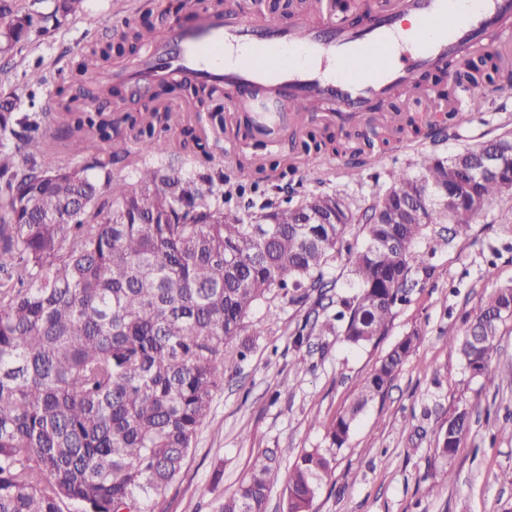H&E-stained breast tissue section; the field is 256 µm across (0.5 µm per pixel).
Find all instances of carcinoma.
<instances>
[{
  "instance_id": "1",
  "label": "carcinoma",
  "mask_w": 512,
  "mask_h": 512,
  "mask_svg": "<svg viewBox=\"0 0 512 512\" xmlns=\"http://www.w3.org/2000/svg\"><path fill=\"white\" fill-rule=\"evenodd\" d=\"M0 0V55L12 54L33 33L83 13V0ZM147 17L115 41L93 45L74 82L88 102L72 107L58 88L59 118L69 149L82 154L79 133L110 142L126 124L138 153L163 155L203 149L193 131L174 142L169 113L111 118L95 105L101 89L97 62L148 37ZM483 85L512 89V69L499 49L461 59L448 89ZM432 121L416 114L379 133L356 130L310 136L301 156L338 154L355 137L387 144L394 136L423 134ZM496 139L442 156L422 155L419 172L389 174L363 224L365 243L352 246L348 229L358 211L337 193L317 192L294 207L263 205L239 214L214 206L189 182L163 167H143L130 187L118 180L114 152L82 167H60L37 139L0 153V512H164L161 501L181 477L208 423L214 395L230 364L246 358L250 315L277 297L310 304L314 316L295 332L301 349L313 334H332L352 347L388 331L395 308L427 272L419 247L428 228L444 225L448 243L466 240L472 224L497 200L512 195V161L503 174L469 181L485 148ZM279 177L277 168L240 162L237 184ZM112 185L104 198L101 184ZM460 183L463 193L434 207L431 185ZM347 254L353 291L320 314L334 254ZM512 319V285L496 288L462 333L448 337L473 376L492 385L491 364L501 325ZM421 339L416 329L383 357L357 397L328 428L332 447L306 451L293 462L283 512H312L336 451L352 423L381 395ZM459 408L441 428L436 453L451 459L470 428ZM278 478L277 451L260 456L219 512H266Z\"/></svg>"
}]
</instances>
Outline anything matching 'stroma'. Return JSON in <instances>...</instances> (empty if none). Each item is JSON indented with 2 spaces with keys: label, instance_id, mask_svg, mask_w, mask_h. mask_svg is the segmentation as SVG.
Instances as JSON below:
<instances>
[{
  "label": "stroma",
  "instance_id": "35a3bbf8",
  "mask_svg": "<svg viewBox=\"0 0 512 512\" xmlns=\"http://www.w3.org/2000/svg\"><path fill=\"white\" fill-rule=\"evenodd\" d=\"M159 2L84 0L87 17H95L96 25H88L87 17L71 20L31 36L14 54L0 56V89L13 93L15 118L32 120L31 136L47 129L49 100L88 49L107 40L122 20L135 24L147 14L159 21ZM36 68L45 76L39 85L26 79ZM479 97L481 107L446 136L391 140L379 161L364 165L351 149L299 163L298 145L306 134L285 129L275 151L252 143L244 158L264 168L293 166L296 174L230 195L226 188L234 178L235 160L224 153L223 132L229 124L247 129L249 118L229 110L223 92L203 106L177 87L160 96L170 123L193 128L205 149H177L160 161L210 202L231 211L267 202L295 204L319 191L340 193L362 210L386 187L390 172L416 174L422 153H455L493 139L503 124L512 123V100L500 101L489 90ZM511 206L492 204L473 224L469 239L449 244L432 235L422 240L428 273L419 275L408 302L396 309L389 331L366 346L350 348L326 335L311 337L308 346L295 350L292 334L303 324L308 306L279 301L280 318L274 323L256 309L249 329L251 351L227 371L180 481L165 494V512H217L255 458L274 448L282 449L283 458L267 512H282L284 480L295 458L329 447L328 425L350 405L382 357L414 329L421 333L415 351L352 425L313 512H512V485L500 480L502 471L512 470V437L500 432L512 418V320L502 326L492 353L501 371L498 388L483 387L471 377L448 345L449 335L464 330L481 300L512 283V231H505L500 220ZM299 352L305 357L301 369L294 364ZM463 406L472 411L470 430L446 462L435 453L438 435L448 416Z\"/></svg>",
  "mask_w": 512,
  "mask_h": 512
}]
</instances>
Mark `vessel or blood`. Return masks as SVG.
I'll list each match as a JSON object with an SVG mask.
<instances>
[{"instance_id": "vessel-or-blood-1", "label": "vessel or blood", "mask_w": 512, "mask_h": 512, "mask_svg": "<svg viewBox=\"0 0 512 512\" xmlns=\"http://www.w3.org/2000/svg\"><path fill=\"white\" fill-rule=\"evenodd\" d=\"M378 0L362 29L337 17L333 0L301 7L287 26L270 30L251 0L204 7L192 29L166 18L134 58L114 62L109 80L138 90L154 83L193 80L239 95L232 107L254 111L267 131L299 122L302 108L320 102L333 121L367 122L372 102L416 83L420 71L448 57L476 52L491 43L500 23L512 16V0ZM416 18L431 30L410 50L396 49L400 17Z\"/></svg>"}]
</instances>
